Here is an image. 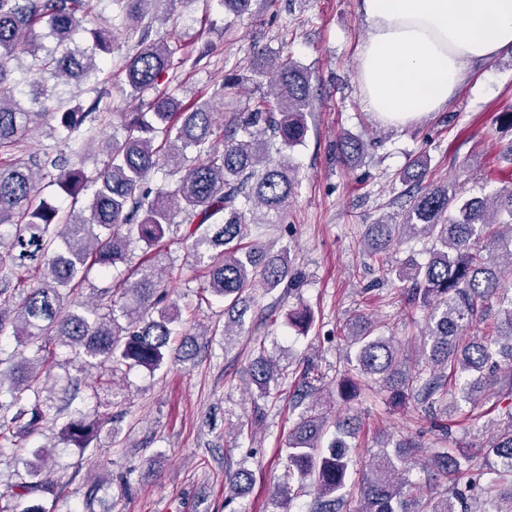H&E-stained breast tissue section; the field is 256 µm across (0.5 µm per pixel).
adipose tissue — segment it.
Wrapping results in <instances>:
<instances>
[{
	"label": "adipose tissue",
	"mask_w": 512,
	"mask_h": 512,
	"mask_svg": "<svg viewBox=\"0 0 512 512\" xmlns=\"http://www.w3.org/2000/svg\"><path fill=\"white\" fill-rule=\"evenodd\" d=\"M357 81L386 126L441 111L471 69L512 48V0H360Z\"/></svg>",
	"instance_id": "adipose-tissue-1"
}]
</instances>
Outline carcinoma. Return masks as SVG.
<instances>
[{
  "instance_id": "obj_1",
  "label": "carcinoma",
  "mask_w": 512,
  "mask_h": 512,
  "mask_svg": "<svg viewBox=\"0 0 512 512\" xmlns=\"http://www.w3.org/2000/svg\"><path fill=\"white\" fill-rule=\"evenodd\" d=\"M98 0H0V270L24 269L34 282L12 283L0 278V338L12 336L34 348L32 358L0 348V458L18 446L17 440L58 421L63 409L41 397L56 365L53 345L71 349L87 365L129 373L158 370L174 341L173 324L182 310L159 276L152 249L164 238L181 234L190 255L204 270L207 290L224 301V338L242 326L247 312L246 291L258 283L265 292L286 296L300 288L301 273L289 251L253 236L259 224H281L299 184L298 172L286 151L304 143L306 115L312 110V71L288 57L272 61L257 51L250 67L272 75L274 92L233 114L229 129L216 120L218 104L210 99L183 104L159 88L174 68L179 38L171 31L151 37L143 23L146 6L156 0H111L107 27L93 32L92 45L82 47L74 34L94 18ZM137 37L136 51L127 56L122 83L131 94L146 99V110L120 112L121 136L103 139L106 160L89 173L75 161L86 145L84 125L97 119L101 101L87 108L66 107L51 82L98 79L99 57L113 50L116 31ZM54 122L65 133L70 149L26 153L23 136L32 123ZM242 136H237V132ZM342 158L355 165L366 145L350 134L341 136ZM192 150L202 161L183 166L173 187L151 189L145 181ZM52 177L73 200L88 196L87 206L62 213L39 197L38 175ZM427 163L417 160L403 173L410 184L399 224H370L366 230L369 256L388 251L402 239L433 242L425 263L398 273L411 282L405 301L427 309L421 355L432 367L425 378L397 365L393 337L378 333L367 317L348 323L347 339L354 348L356 369L366 379L382 383L401 403L419 397L431 407L444 405L448 382L463 378L464 401L477 404L498 381L499 359L512 361V186L492 196H464L448 182L422 186ZM62 239L63 248L56 246ZM145 247V259L118 286L97 288L82 299L92 270L108 273L125 264L129 247ZM498 303V318L486 340L468 335L490 301ZM301 332L314 322L311 309L288 315ZM258 397L284 376L282 369L258 355L246 371ZM110 414L90 416L80 410L60 428V440L86 450L107 424ZM359 426L353 417L333 422L306 408L299 413L288 438L287 466L281 488L284 504L292 500V485L303 491L314 485L310 512H417L402 463L415 445L399 441L372 455L358 478L359 507L352 510L344 489L349 480L350 444ZM334 434H329V431ZM331 439H326V436ZM38 463L17 475L8 494L0 495V512H54L45 498L57 499L58 482L46 466L47 451H33ZM434 475L467 474L495 512H512V413L500 420L485 447L465 446L459 452L435 449ZM252 481L241 466L224 473L225 502L243 495ZM431 512H486L480 499L456 487L438 498Z\"/></svg>"
}]
</instances>
